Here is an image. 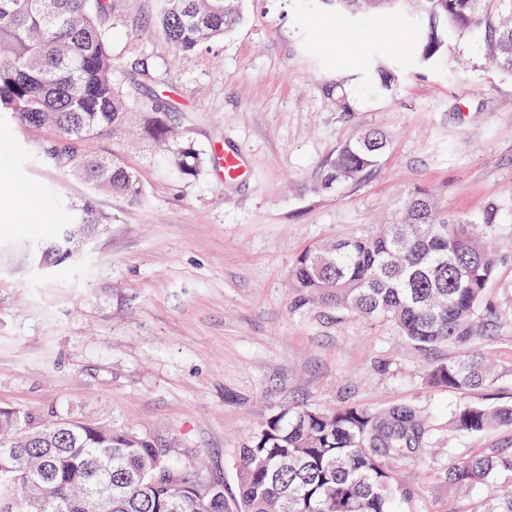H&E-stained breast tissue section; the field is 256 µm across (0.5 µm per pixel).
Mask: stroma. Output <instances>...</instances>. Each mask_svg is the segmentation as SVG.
Wrapping results in <instances>:
<instances>
[{
	"mask_svg": "<svg viewBox=\"0 0 512 512\" xmlns=\"http://www.w3.org/2000/svg\"><path fill=\"white\" fill-rule=\"evenodd\" d=\"M157 0H120L111 30L128 128L154 99L176 132L210 156L197 177L168 170L151 143L103 134L90 145L120 155L146 189L131 202L37 157L48 128L0 124L10 161L0 165V405L66 408L89 422L137 427L175 443L238 499L245 439L280 409L408 405L423 421L425 451L398 464L401 512H474L488 485L468 494L444 473L480 448H512V426L469 436L449 426L463 402L512 403V76L475 40L416 62L419 24L399 17L335 15L318 0H243L223 38L176 51L155 26ZM395 66L375 91L355 63ZM158 64L154 80L128 66ZM390 148L354 186L322 188L338 146L369 127ZM239 153L244 176L225 181L216 148ZM429 191L442 214L482 222L494 213L500 258L476 308L480 339L419 350L390 323L309 303L290 273L312 243L372 230L405 194ZM48 190L52 207L26 193ZM93 198L105 225L76 263L42 277L27 244ZM493 360L494 387L460 395L431 368L465 353Z\"/></svg>",
	"mask_w": 512,
	"mask_h": 512,
	"instance_id": "obj_1",
	"label": "stroma"
}]
</instances>
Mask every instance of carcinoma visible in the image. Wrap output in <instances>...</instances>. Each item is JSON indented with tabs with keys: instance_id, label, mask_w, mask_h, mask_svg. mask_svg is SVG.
I'll list each match as a JSON object with an SVG mask.
<instances>
[{
	"instance_id": "1",
	"label": "carcinoma",
	"mask_w": 512,
	"mask_h": 512,
	"mask_svg": "<svg viewBox=\"0 0 512 512\" xmlns=\"http://www.w3.org/2000/svg\"><path fill=\"white\" fill-rule=\"evenodd\" d=\"M119 0H0V115L20 126L51 129L39 147L44 163L95 190L139 201L145 186L114 155L87 150L105 132L119 134L126 97L113 81L119 63L108 45ZM242 0H160L157 26L187 52L221 38L241 21ZM338 13L397 9L421 23L418 61L431 63L448 42L480 33L478 51L512 74V0H333ZM140 134L181 175L196 176L209 158L173 136L157 104L143 106ZM388 149L369 129L344 142L330 162L325 187L356 184ZM101 223L91 201L73 208L72 222L32 246L59 267ZM498 257L470 223L442 217L425 192L407 194L400 222L378 232L307 248L296 260L293 285L309 301L392 322L413 345H467L474 316ZM497 373L468 355L434 368L433 382L464 395L490 388ZM42 414L0 406V512H227L224 486L204 470L178 464L180 449L154 434L92 424L68 411ZM457 429L478 435L512 425V405L461 403ZM426 444L409 406L373 412L356 405L319 410L304 404L270 416L239 448V512H395L404 494L396 464ZM460 489L476 483L512 486V448H484L445 473ZM477 512H512V492L491 493Z\"/></svg>"
}]
</instances>
